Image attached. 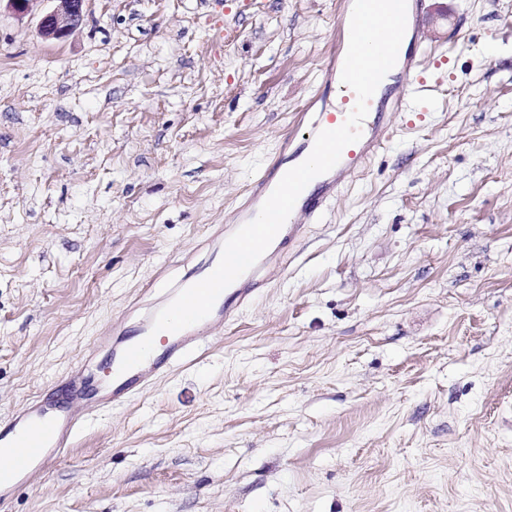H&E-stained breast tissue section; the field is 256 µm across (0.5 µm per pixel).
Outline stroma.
<instances>
[{"label": "stroma", "instance_id": "1", "mask_svg": "<svg viewBox=\"0 0 512 512\" xmlns=\"http://www.w3.org/2000/svg\"><path fill=\"white\" fill-rule=\"evenodd\" d=\"M0 11V425L103 378L323 90L337 0ZM438 87L205 351L0 512H512V0H427ZM6 7L17 15H26L37 2H49L38 19V33L46 41L63 39L82 27L85 22L86 0H1Z\"/></svg>", "mask_w": 512, "mask_h": 512}]
</instances>
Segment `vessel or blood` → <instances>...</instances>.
I'll list each match as a JSON object with an SVG mask.
<instances>
[{"mask_svg":"<svg viewBox=\"0 0 512 512\" xmlns=\"http://www.w3.org/2000/svg\"><path fill=\"white\" fill-rule=\"evenodd\" d=\"M348 43V35H341L338 44L324 54L321 72L325 79L340 77ZM422 68L421 56L414 49L407 52L404 58L398 59L396 65L387 73V81L404 89L403 97L396 99L393 104L394 111L411 112L416 105L430 102L434 86L423 76ZM384 101L382 91H375L368 101V113L361 124L359 141L346 146L338 164L329 172L315 177L312 185L305 187L300 193L287 220L289 239L299 237L304 225L317 218L325 203L335 196L347 175L363 167L382 147L389 130L388 114L382 110ZM355 103V92L341 84L337 87L335 104L324 102L319 109L299 114L297 130L288 138L293 145L291 159L310 155L316 134L343 125ZM284 174L285 171L279 164L263 173L249 200L237 212L238 224H246L258 215L262 204ZM222 252V245L210 244L196 271L167 289L158 301L159 306L168 305L180 291L209 276L218 265ZM273 259L272 253H264L251 269L234 281L231 290L220 293L205 319L181 331L165 333L162 350L151 352L140 365L126 371L121 370L123 354L130 344L125 341L116 347L112 356L113 368L109 375L112 390L106 398L107 403L122 401L128 396L131 384L146 381L166 367L180 363L188 355L201 351L205 336L216 325L232 320L238 308L253 297L258 286L263 284L264 273ZM84 389V377L75 375L70 382L68 399L54 404L36 400L10 417L7 427L0 429V446L6 448L11 460L10 476L30 479L35 472L67 454L82 425L81 418L72 412L71 403L82 398Z\"/></svg>","mask_w":512,"mask_h":512,"instance_id":"vessel-or-blood-1","label":"vessel or blood"}]
</instances>
